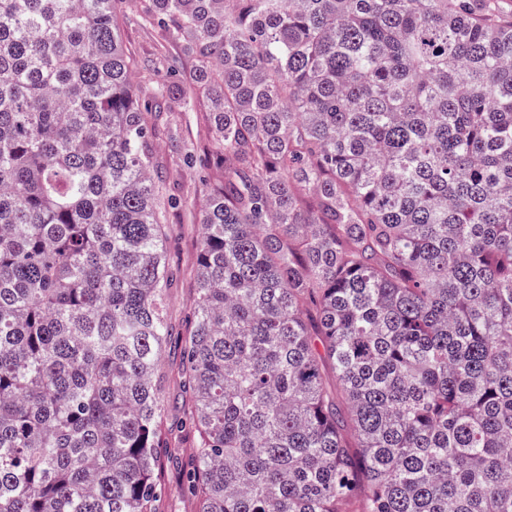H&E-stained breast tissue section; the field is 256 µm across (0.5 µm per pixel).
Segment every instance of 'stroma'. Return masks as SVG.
<instances>
[{
	"label": "stroma",
	"mask_w": 512,
	"mask_h": 512,
	"mask_svg": "<svg viewBox=\"0 0 512 512\" xmlns=\"http://www.w3.org/2000/svg\"><path fill=\"white\" fill-rule=\"evenodd\" d=\"M146 0H134L122 27L125 50L139 62L132 82L141 100H150L158 84L169 74L167 63L181 59L183 75H190L193 62L185 58L178 44L166 40L160 29L143 24L140 14ZM153 166L162 172V198L167 202L163 234L173 282L167 291L166 319L170 345L162 363L166 372V430L172 434L176 455H187L193 446V435L186 422V395L183 388L178 347L194 328L193 309L197 298L196 265L202 227L200 205L205 186L201 163L214 153L209 138L204 107L184 110L178 102H170L165 112L151 116Z\"/></svg>",
	"instance_id": "35a3bbf8"
}]
</instances>
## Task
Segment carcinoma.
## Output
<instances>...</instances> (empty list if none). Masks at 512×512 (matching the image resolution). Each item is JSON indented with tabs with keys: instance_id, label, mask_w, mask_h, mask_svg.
I'll list each match as a JSON object with an SVG mask.
<instances>
[{
	"instance_id": "carcinoma-1",
	"label": "carcinoma",
	"mask_w": 512,
	"mask_h": 512,
	"mask_svg": "<svg viewBox=\"0 0 512 512\" xmlns=\"http://www.w3.org/2000/svg\"><path fill=\"white\" fill-rule=\"evenodd\" d=\"M131 2L0 0V512H161L148 115L198 93L194 512H512L502 0H150L194 71L147 104Z\"/></svg>"
}]
</instances>
